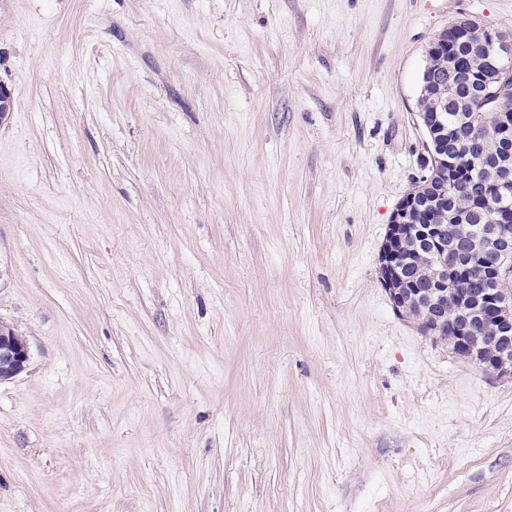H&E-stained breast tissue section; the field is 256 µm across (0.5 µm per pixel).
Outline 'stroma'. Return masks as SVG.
<instances>
[{"instance_id":"1","label":"stroma","mask_w":512,"mask_h":512,"mask_svg":"<svg viewBox=\"0 0 512 512\" xmlns=\"http://www.w3.org/2000/svg\"><path fill=\"white\" fill-rule=\"evenodd\" d=\"M464 16L0 0V512H512V377L378 278ZM0 328V380H8L22 372L29 361L26 343Z\"/></svg>"}]
</instances>
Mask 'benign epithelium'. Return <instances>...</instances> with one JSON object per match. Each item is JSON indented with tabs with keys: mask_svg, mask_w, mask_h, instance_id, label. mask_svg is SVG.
Masks as SVG:
<instances>
[{
	"mask_svg": "<svg viewBox=\"0 0 512 512\" xmlns=\"http://www.w3.org/2000/svg\"><path fill=\"white\" fill-rule=\"evenodd\" d=\"M480 47L493 68L504 72L507 82L494 89L489 83L476 86L473 107L477 110L492 109L496 122L495 137L504 145L496 159L499 176L492 186L500 197L512 195V113L501 110L498 98L512 82V70L501 64L512 60V37L488 27L483 29ZM433 103L430 115L416 113L419 125L430 138L425 140V163L418 178L420 191L410 190L393 211L388 230L379 253V280L388 294L394 312L407 317L410 311L406 297L418 298L435 311L432 319L421 326L427 335L443 336L453 330L454 339L469 350L466 359L475 362L487 373L496 377L512 375V294L499 288L502 279L512 274V226L505 218L512 217V210L505 211L482 225L473 240L474 247L462 254L448 251V228L444 224H414L408 220L410 207L418 209V200L424 198L435 177L436 168L447 162L442 149V137L448 134L444 120V95L441 91L427 93ZM419 234L426 250L428 270L421 283L403 277L406 264L402 252L404 240ZM470 270L481 280L482 287L460 297L448 287V274ZM29 361L27 344L15 339L0 328V380H8L22 372Z\"/></svg>",
	"mask_w": 512,
	"mask_h": 512,
	"instance_id": "obj_1",
	"label": "benign epithelium"
}]
</instances>
